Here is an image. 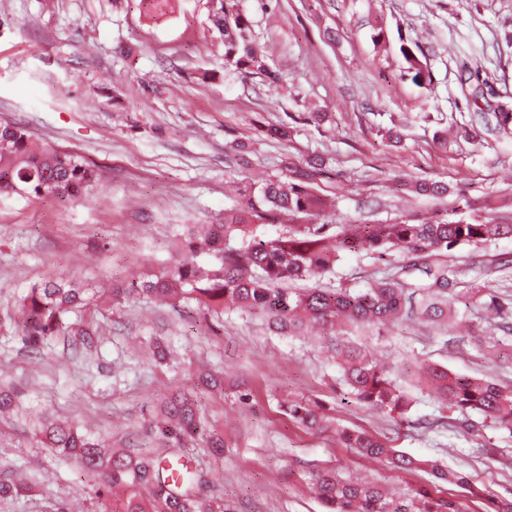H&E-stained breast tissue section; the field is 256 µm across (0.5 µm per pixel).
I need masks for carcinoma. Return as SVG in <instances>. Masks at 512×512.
<instances>
[{"instance_id":"1","label":"carcinoma","mask_w":512,"mask_h":512,"mask_svg":"<svg viewBox=\"0 0 512 512\" xmlns=\"http://www.w3.org/2000/svg\"><path fill=\"white\" fill-rule=\"evenodd\" d=\"M207 3L208 18L224 47V65L242 74L273 78L247 19L227 12L225 0ZM400 51L406 72L415 81L424 80L420 56L404 44ZM328 175L324 159L316 157L260 185L241 183L239 208L233 215L206 225L204 233L186 225L177 257L142 280L107 290L82 280H48L31 286L20 299L22 346L42 353L60 339L75 351L91 348L100 335L95 312L129 299L174 309L193 303L205 319L217 322L224 311H238L264 320L280 336H300L313 325L338 328L340 332L330 339L331 348L341 381L357 402L404 420L412 408L410 390L426 391L467 421L477 414L512 433V388L453 372L424 358L379 364L370 349L355 339L366 328L389 330L412 322L440 335L449 333L457 324L453 305L463 299L480 303L497 320L495 328L501 335L484 336L481 343L494 354L512 350L508 325L512 304L486 282L473 280L461 286L459 271L448 264V252L512 236V224H499L493 217L450 221L438 216L418 223H320L330 204L319 195L318 186ZM96 178L95 170L77 155L48 149L25 127L0 122V201L13 195L30 199L55 195L74 202ZM410 189L425 196L448 192L447 186L426 181H416ZM264 224H283L286 231L275 239H262L256 231ZM391 250L407 261L370 276L365 288L319 285L345 254L381 259ZM67 313L76 315L75 323L64 322ZM20 398L17 388L0 387V435L4 425L26 415ZM283 408L289 420L310 430L334 428L336 440L365 458L402 471H426L437 481L463 485L475 494L464 477L436 461L393 448L363 430L333 425L327 406L319 401L294 399ZM155 427L164 446L205 448L207 455L217 458L224 454V439L208 418L204 398L197 394L170 393ZM34 430L45 447L98 476L91 492L101 512H230L224 497L204 494L210 486L207 471L186 463L176 470L173 456L156 448H129L107 457L97 437L72 423L39 416ZM311 481L326 512H460L455 502L438 498L427 488L418 489L405 503L371 482L345 481L329 470L311 473ZM35 485V480L17 483L0 478V512H15V501Z\"/></svg>"}]
</instances>
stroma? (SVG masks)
Returning <instances> with one entry per match:
<instances>
[{
  "instance_id": "1",
  "label": "stroma",
  "mask_w": 512,
  "mask_h": 512,
  "mask_svg": "<svg viewBox=\"0 0 512 512\" xmlns=\"http://www.w3.org/2000/svg\"><path fill=\"white\" fill-rule=\"evenodd\" d=\"M251 23L269 76H239L214 53L207 0H0V120L26 126L41 144L93 165L96 188L70 203L49 195L0 202V317L20 318L25 288L45 279L145 277L175 254L187 224L223 221L232 184L281 175L288 163L325 157L331 179L322 196L337 201L340 222L449 220L495 215L512 224V134L495 112L512 110V0H227ZM419 45L426 78L407 76L401 44ZM312 112L327 113L321 124ZM293 127L291 141L266 137L267 126ZM400 126L403 148L379 132ZM452 127L447 146L434 139ZM248 152L238 156V143ZM443 182L428 200L409 188ZM512 237L463 245L452 260L469 276L512 297ZM92 350L63 344L52 358L25 350L17 328L0 329V384H14L24 404L91 429L108 450L155 446L151 427L172 389L195 385L198 364L224 373L210 397L224 455L214 473L236 512H325L306 475L318 468L361 477L394 497L430 481L342 447L335 434L292 423L284 398L327 405L346 427L389 438L395 448L468 476L473 488L445 484L440 495L466 512L488 496L512 494V470L493 450H511L507 431L473 437L459 423L433 427L442 405L417 394L411 423L358 403L315 330L289 338L249 316L225 314L210 330L192 307L178 311L129 300L99 314ZM164 338L180 367H156L150 341ZM375 351L395 347L448 369L512 387V360L479 348L470 336L439 335L413 324L368 337ZM247 400H240V393ZM38 471L43 483L19 499L17 512H96L85 489L95 479L21 435L0 447V475Z\"/></svg>"
}]
</instances>
